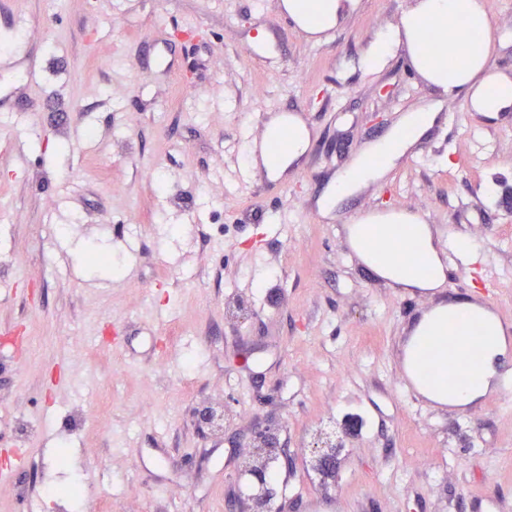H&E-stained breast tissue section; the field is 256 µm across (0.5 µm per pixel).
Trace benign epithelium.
Listing matches in <instances>:
<instances>
[{"label": "benign epithelium", "mask_w": 512, "mask_h": 512, "mask_svg": "<svg viewBox=\"0 0 512 512\" xmlns=\"http://www.w3.org/2000/svg\"><path fill=\"white\" fill-rule=\"evenodd\" d=\"M283 448L276 431L267 430L257 437L240 474L247 480L250 512H268L269 504L276 498L277 492L269 482V474L272 459L284 456ZM341 453L342 449L335 441L328 437L318 439L311 448L312 470L324 479L335 478Z\"/></svg>", "instance_id": "benign-epithelium-1"}]
</instances>
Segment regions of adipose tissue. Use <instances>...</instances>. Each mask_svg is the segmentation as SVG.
Here are the masks:
<instances>
[{"label":"adipose tissue","mask_w":512,"mask_h":512,"mask_svg":"<svg viewBox=\"0 0 512 512\" xmlns=\"http://www.w3.org/2000/svg\"><path fill=\"white\" fill-rule=\"evenodd\" d=\"M448 29L454 32L444 47L445 53L456 59V65L451 69L442 64L427 63L424 59L430 33ZM497 40L485 0H413L388 36L371 46L365 64L376 67L394 48L406 46L411 62L421 76L443 92L469 94L479 85L484 93L476 106L477 111L505 112L512 109V81L486 72ZM418 232L421 266L409 271L382 265L378 271L403 287L432 289L439 285L432 275L439 265V252L427 226H420Z\"/></svg>","instance_id":"adipose-tissue-1"}]
</instances>
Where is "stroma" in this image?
I'll return each mask as SVG.
<instances>
[{"mask_svg": "<svg viewBox=\"0 0 512 512\" xmlns=\"http://www.w3.org/2000/svg\"><path fill=\"white\" fill-rule=\"evenodd\" d=\"M410 3L356 0L310 35L283 0H0V512H242L264 428L290 454L288 512H466L489 492L512 510V394L412 403V307L348 239L353 216L418 215L440 252L477 256L447 292L512 316V112L448 98L402 48L365 65ZM486 5L490 67L512 79V0ZM273 42L274 67L252 52ZM432 104L408 153L326 206L356 151ZM284 112L315 148L282 184L247 145ZM204 406L222 429L198 427ZM325 428L343 453L324 482L308 448ZM74 481L85 497L61 504Z\"/></svg>", "mask_w": 512, "mask_h": 512, "instance_id": "35a3bbf8", "label": "stroma"}]
</instances>
